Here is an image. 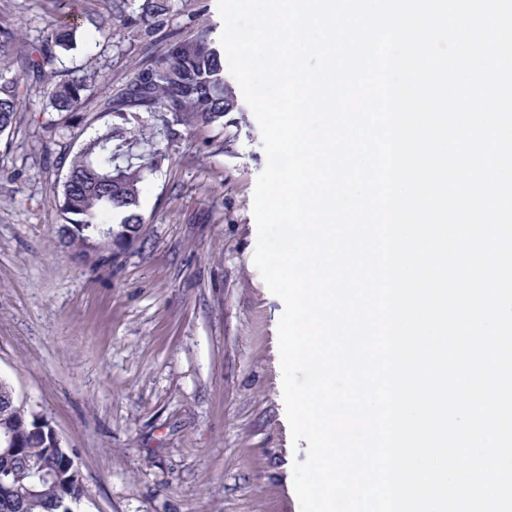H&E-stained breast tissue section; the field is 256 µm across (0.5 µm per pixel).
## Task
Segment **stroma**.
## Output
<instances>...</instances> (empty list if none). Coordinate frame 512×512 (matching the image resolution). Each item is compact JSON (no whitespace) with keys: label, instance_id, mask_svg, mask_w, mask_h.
<instances>
[{"label":"stroma","instance_id":"obj_1","mask_svg":"<svg viewBox=\"0 0 512 512\" xmlns=\"http://www.w3.org/2000/svg\"><path fill=\"white\" fill-rule=\"evenodd\" d=\"M54 5L0 0V26L22 34L6 66L23 101L0 135V379L60 436L82 475L79 512H301L293 464L307 443L284 421L283 304L253 263L266 156L251 109L159 141L133 245L83 256L58 243L69 161L112 120L100 99L198 28L219 40L218 0H173L151 36L117 22L67 53L100 75L70 115L47 109L20 61Z\"/></svg>","mask_w":512,"mask_h":512}]
</instances>
